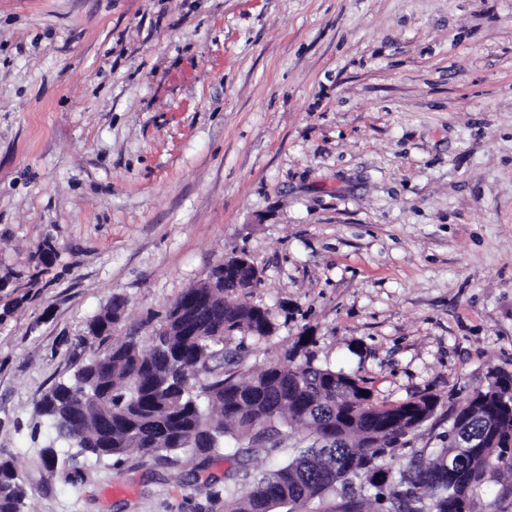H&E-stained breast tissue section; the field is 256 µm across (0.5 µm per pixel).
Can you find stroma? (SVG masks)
<instances>
[{"mask_svg":"<svg viewBox=\"0 0 512 512\" xmlns=\"http://www.w3.org/2000/svg\"><path fill=\"white\" fill-rule=\"evenodd\" d=\"M56 255L41 263L45 245ZM234 250L269 338L376 404L436 398L396 456L512 374V0H0V454L28 512H224L199 467L79 459L35 405L113 340L149 344L169 304ZM475 512H512V470ZM123 304L121 302H114L108 308H106L102 313H100L89 325H88V334L94 339H98L100 341H105L111 337L110 329L104 328L105 322H113L120 321L121 313H122ZM101 324L103 325L101 331L95 332V325Z\"/></svg>","mask_w":512,"mask_h":512,"instance_id":"obj_1","label":"stroma"}]
</instances>
